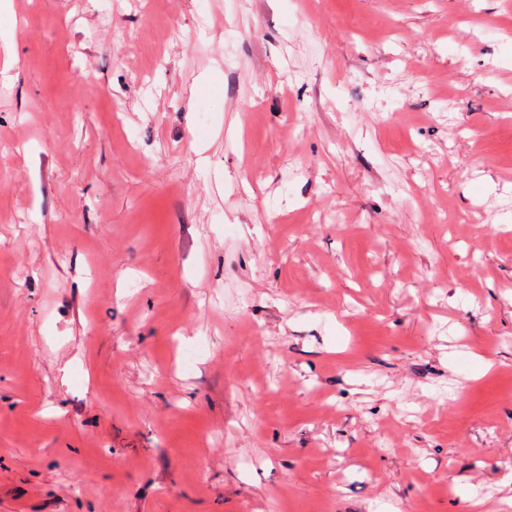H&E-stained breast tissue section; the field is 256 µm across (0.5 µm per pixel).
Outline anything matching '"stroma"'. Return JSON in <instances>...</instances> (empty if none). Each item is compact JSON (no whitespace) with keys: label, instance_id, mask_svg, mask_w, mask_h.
<instances>
[{"label":"stroma","instance_id":"obj_1","mask_svg":"<svg viewBox=\"0 0 512 512\" xmlns=\"http://www.w3.org/2000/svg\"><path fill=\"white\" fill-rule=\"evenodd\" d=\"M1 27L0 512L512 503V0Z\"/></svg>","mask_w":512,"mask_h":512}]
</instances>
